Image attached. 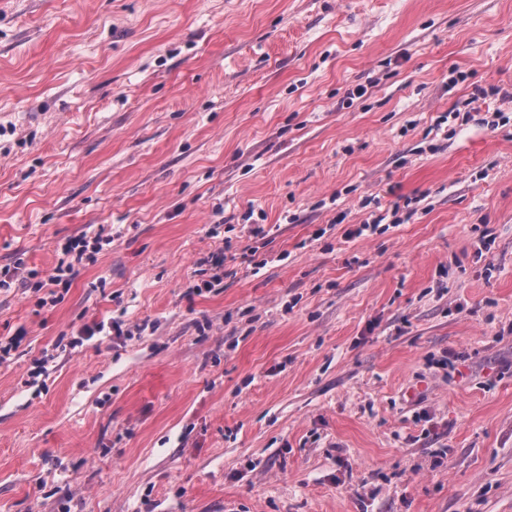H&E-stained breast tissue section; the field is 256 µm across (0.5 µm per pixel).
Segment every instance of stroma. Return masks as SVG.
<instances>
[{
	"instance_id": "obj_1",
	"label": "stroma",
	"mask_w": 512,
	"mask_h": 512,
	"mask_svg": "<svg viewBox=\"0 0 512 512\" xmlns=\"http://www.w3.org/2000/svg\"><path fill=\"white\" fill-rule=\"evenodd\" d=\"M98 232L0 512H512V0H0V266Z\"/></svg>"
}]
</instances>
